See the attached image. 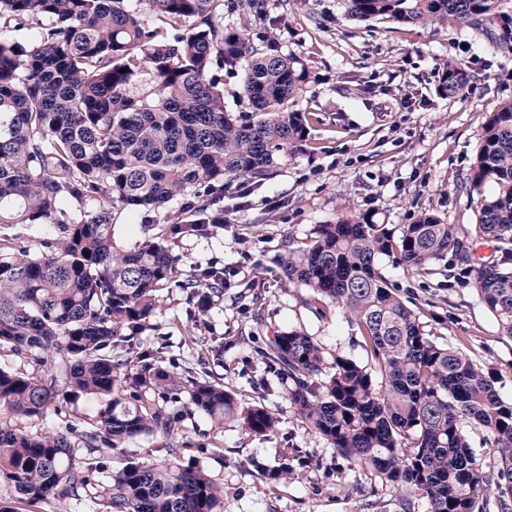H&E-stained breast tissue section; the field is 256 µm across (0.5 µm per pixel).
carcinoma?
<instances>
[{"label":"carcinoma","instance_id":"cac0c4a2","mask_svg":"<svg viewBox=\"0 0 512 512\" xmlns=\"http://www.w3.org/2000/svg\"><path fill=\"white\" fill-rule=\"evenodd\" d=\"M359 21L401 25L498 24L512 46V17L498 0H346ZM262 10L261 0H0V350L39 366L0 367V415L45 420L56 402L98 400L93 422L68 420L27 433L0 420V480L34 505L86 497L101 512H223L224 488L181 463L197 413L264 435L278 417L262 402L240 405L224 379L166 364L168 338L140 348L161 291L192 303L180 344L224 300V269L187 271L164 240L224 224L214 195L260 183L303 151L310 114L294 108L310 78L273 35L256 44L224 13ZM240 78V108L224 105V75ZM473 76L448 61L440 95L461 98ZM476 222L465 228L423 212L393 227L339 217L305 242L288 237L274 258L288 286L306 288L321 315L357 328L370 362L328 363L301 328L254 348V364L282 385L288 409L348 466L372 473L430 512H487L499 492L512 512V401L462 349L437 343L393 288L381 261L427 277L441 261L448 288H472L512 339V103L491 113L461 183ZM143 225L131 249L112 240L121 214ZM39 234L32 248L25 233ZM490 240L487 264L476 243ZM264 277L246 301L261 321ZM499 449L485 467L472 434ZM152 437L160 462L130 457L110 480L106 453ZM306 457L283 448L261 466L274 486Z\"/></svg>","mask_w":512,"mask_h":512}]
</instances>
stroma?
<instances>
[{"label":"stroma","mask_w":512,"mask_h":512,"mask_svg":"<svg viewBox=\"0 0 512 512\" xmlns=\"http://www.w3.org/2000/svg\"><path fill=\"white\" fill-rule=\"evenodd\" d=\"M246 25L251 40L275 31L282 52L305 60L311 79L296 100L312 113L308 147L280 165L272 178L242 196L224 192L223 230L177 238L169 246L184 267L217 262L232 286L199 328V351L223 346V362L213 374L252 402L259 374L249 363V335L271 336L303 328L328 354L367 360L356 327L341 314L318 315L308 292L281 282L271 259L286 237L303 240L317 225L342 213L372 214L401 226L424 212L450 224L468 225L474 216L459 184L475 157L478 134L490 113L512 101V49L499 47L495 27L398 25L385 20L358 22L344 0H265L262 17ZM462 60L476 81L466 96L448 99L436 88L449 60ZM266 264L261 322L245 315L239 288ZM383 267L406 304L436 342L462 348L491 377L503 399H512V340L500 336L494 317L469 288L447 289L439 277L419 278L391 260ZM185 294H166L155 331L143 336L156 345L161 334L188 321ZM279 423L265 436L245 434L236 424L215 427L195 414L187 426L204 440L185 450L184 464L202 468L224 487V512H404L399 495L379 478L350 470L319 436L306 432L278 392L264 400ZM297 443L310 460L294 476L269 488L253 461L271 463L277 449Z\"/></svg>","instance_id":"obj_1"}]
</instances>
